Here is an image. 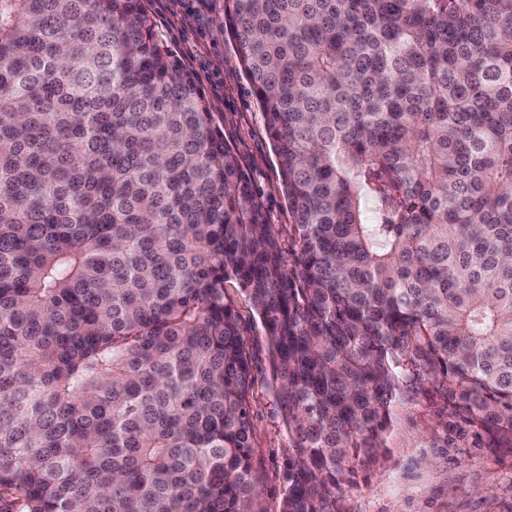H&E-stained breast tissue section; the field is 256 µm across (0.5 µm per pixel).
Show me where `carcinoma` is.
Masks as SVG:
<instances>
[{
    "instance_id": "cac0c4a2",
    "label": "carcinoma",
    "mask_w": 512,
    "mask_h": 512,
    "mask_svg": "<svg viewBox=\"0 0 512 512\" xmlns=\"http://www.w3.org/2000/svg\"><path fill=\"white\" fill-rule=\"evenodd\" d=\"M284 247L143 0H0V512H259L260 315L280 512H345L392 404L512 456V0H227ZM224 299L238 314L240 329L252 360L253 384L249 405L254 424L256 464L262 481L259 506L266 512H280L288 489L287 462L291 440L282 404L272 384L269 342L260 316L236 284H226Z\"/></svg>"
}]
</instances>
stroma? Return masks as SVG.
<instances>
[{"label":"stroma","instance_id":"stroma-1","mask_svg":"<svg viewBox=\"0 0 512 512\" xmlns=\"http://www.w3.org/2000/svg\"><path fill=\"white\" fill-rule=\"evenodd\" d=\"M155 36L180 59L239 157L266 219L284 248L293 222L279 189V165L260 106L225 31V0H144ZM252 360L249 393L263 512H280L291 446L273 384L269 342L246 294L227 285ZM387 458L341 485L347 512H512V458L493 452L474 428L424 395L395 401Z\"/></svg>","mask_w":512,"mask_h":512}]
</instances>
